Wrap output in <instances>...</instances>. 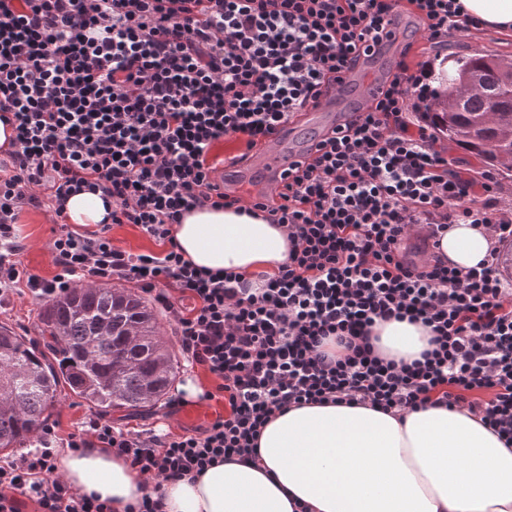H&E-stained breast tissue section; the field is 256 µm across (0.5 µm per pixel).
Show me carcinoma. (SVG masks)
<instances>
[{
    "label": "carcinoma",
    "mask_w": 512,
    "mask_h": 512,
    "mask_svg": "<svg viewBox=\"0 0 512 512\" xmlns=\"http://www.w3.org/2000/svg\"><path fill=\"white\" fill-rule=\"evenodd\" d=\"M448 65L462 79L478 78L479 90H461L447 103L439 88L427 87L414 110L435 137L512 172V70L481 54ZM40 323L52 339L44 352L0 325V451L30 439L62 384L102 415L154 405L172 386L175 354L160 336L154 311L135 293L72 288L43 307ZM131 327L139 332L136 344L128 340Z\"/></svg>",
    "instance_id": "cac0c4a2"
}]
</instances>
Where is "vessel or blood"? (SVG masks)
<instances>
[{"mask_svg":"<svg viewBox=\"0 0 512 512\" xmlns=\"http://www.w3.org/2000/svg\"><path fill=\"white\" fill-rule=\"evenodd\" d=\"M398 28V23L389 24L387 36L382 37L369 55L361 57L356 68L346 74L344 84L354 90V97L332 92L318 103L308 105L295 119L283 124L277 135L253 149L242 170L219 168L218 181L239 189L252 173H259L261 181L252 187L248 200L255 204L264 203L274 188L287 182L289 169L302 162L326 133L343 124L354 106L368 103L378 84L373 65L381 57L393 55L399 42Z\"/></svg>","mask_w":512,"mask_h":512,"instance_id":"1","label":"vessel or blood"}]
</instances>
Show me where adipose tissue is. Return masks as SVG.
Segmentation results:
<instances>
[{
    "instance_id": "1",
    "label": "adipose tissue",
    "mask_w": 512,
    "mask_h": 512,
    "mask_svg": "<svg viewBox=\"0 0 512 512\" xmlns=\"http://www.w3.org/2000/svg\"><path fill=\"white\" fill-rule=\"evenodd\" d=\"M481 27L512 31V0H458ZM174 241L193 264L244 275L274 272L288 260L285 231L266 220L209 206L173 225ZM481 227L453 225L439 241L460 268L485 259ZM390 358L412 361L428 331L408 321L373 328ZM255 462L221 463L201 476L164 482L165 512H512V446L465 408L426 405L384 413L367 405L306 404L261 431ZM82 492L112 501L114 512L151 489L124 459L88 448L56 462Z\"/></svg>"
}]
</instances>
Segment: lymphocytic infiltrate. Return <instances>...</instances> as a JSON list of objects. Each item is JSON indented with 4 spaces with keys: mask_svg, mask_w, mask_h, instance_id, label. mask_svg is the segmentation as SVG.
Listing matches in <instances>:
<instances>
[{
    "mask_svg": "<svg viewBox=\"0 0 512 512\" xmlns=\"http://www.w3.org/2000/svg\"><path fill=\"white\" fill-rule=\"evenodd\" d=\"M428 40L476 24L457 0H0V123L13 137L0 166V295L25 284L39 300L85 283L139 287L174 326L191 366L214 375L223 413L205 427L157 435L94 416L67 437L44 424L35 448L0 465V512H112L56 475L53 451L99 448L155 483L255 461L262 428L303 404L467 408L512 441V278L499 271L512 211L490 174L448 168L408 102L421 86L399 60L367 108L291 169L267 204L229 199L209 162L227 136L254 148L329 92L400 13ZM100 194L107 224L50 242L59 272L28 273L18 217L62 214ZM210 205L262 212L291 243L275 273L247 277L185 260L172 226ZM133 224L157 253L113 245ZM453 224L481 226L492 247L469 269L436 255ZM419 238V260L406 245ZM418 323L420 359L396 362L371 342L375 322Z\"/></svg>",
    "mask_w": 512,
    "mask_h": 512,
    "instance_id": "f902f5d3",
    "label": "lymphocytic infiltrate"
}]
</instances>
